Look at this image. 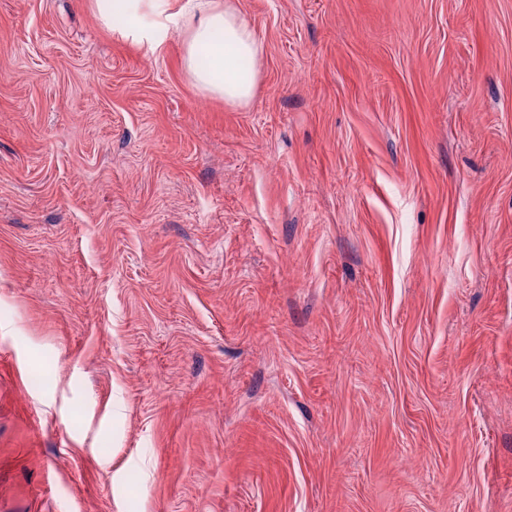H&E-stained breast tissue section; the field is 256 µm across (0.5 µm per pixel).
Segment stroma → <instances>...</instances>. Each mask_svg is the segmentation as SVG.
<instances>
[{
  "mask_svg": "<svg viewBox=\"0 0 512 512\" xmlns=\"http://www.w3.org/2000/svg\"><path fill=\"white\" fill-rule=\"evenodd\" d=\"M236 2L0 0V512H512V0ZM185 1L178 13L165 9L164 0H95V7L106 24L137 18V24L117 30L148 44L153 51L164 47L172 29H182L184 66L193 82L228 103H248L262 55L252 30L231 0Z\"/></svg>",
  "mask_w": 512,
  "mask_h": 512,
  "instance_id": "obj_1",
  "label": "stroma"
}]
</instances>
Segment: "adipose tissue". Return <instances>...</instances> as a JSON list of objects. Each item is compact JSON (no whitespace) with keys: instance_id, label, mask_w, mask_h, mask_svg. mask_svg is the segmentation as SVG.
<instances>
[{"instance_id":"ef3b65f1","label":"adipose tissue","mask_w":512,"mask_h":512,"mask_svg":"<svg viewBox=\"0 0 512 512\" xmlns=\"http://www.w3.org/2000/svg\"><path fill=\"white\" fill-rule=\"evenodd\" d=\"M103 22L134 17L121 32L159 50L173 29L185 35L184 66L201 89L242 105L254 94L261 47L232 0H186L169 12L164 0H95Z\"/></svg>"}]
</instances>
